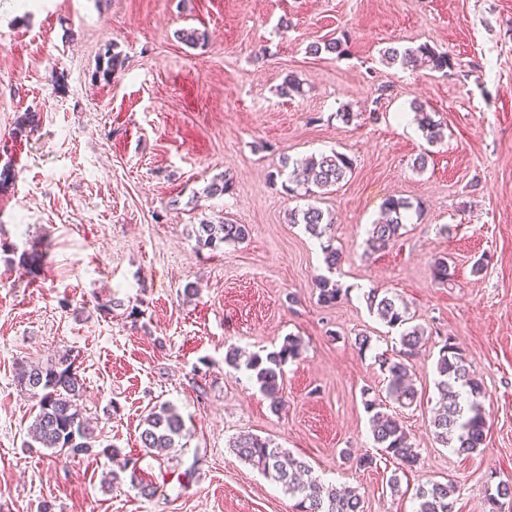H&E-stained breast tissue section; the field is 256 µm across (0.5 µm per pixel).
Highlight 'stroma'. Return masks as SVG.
Listing matches in <instances>:
<instances>
[{
	"label": "stroma",
	"mask_w": 512,
	"mask_h": 512,
	"mask_svg": "<svg viewBox=\"0 0 512 512\" xmlns=\"http://www.w3.org/2000/svg\"><path fill=\"white\" fill-rule=\"evenodd\" d=\"M190 27L205 46L176 38ZM341 35L344 56L309 53ZM425 42L448 53L447 74L381 59ZM109 47L125 65L104 81L95 72ZM289 74L303 91L284 97ZM415 101L442 122L441 143L426 142ZM334 150L356 167L317 200L342 256L344 294L325 306L314 285L324 240L290 223L298 201L276 176L283 161ZM221 176L231 191L203 197ZM390 196L419 210L393 245L368 252ZM218 215L248 238L199 248L194 224ZM35 250L46 254L37 275L19 262ZM442 256L454 262L447 285L430 276ZM372 288L428 330L407 360L409 407L389 398L376 360L400 344L369 313ZM361 333L372 338L363 353ZM290 335L303 353L284 368L275 411L224 355L269 352ZM449 339L484 384L489 431L472 455L442 447L429 426ZM66 349L84 415L119 455L27 447L35 400L17 369ZM368 395L401 419L414 470L357 467L376 452ZM164 403L185 422L183 446L143 451V420ZM248 432L356 490L365 512H412L430 481L456 485L455 512H488V493L512 477V0H0V512L45 501L52 512H296L230 450ZM129 457L153 495L113 483Z\"/></svg>",
	"instance_id": "obj_1"
}]
</instances>
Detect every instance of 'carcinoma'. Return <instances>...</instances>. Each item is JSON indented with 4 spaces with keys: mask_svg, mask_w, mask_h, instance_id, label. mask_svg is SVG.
Masks as SVG:
<instances>
[{
    "mask_svg": "<svg viewBox=\"0 0 512 512\" xmlns=\"http://www.w3.org/2000/svg\"><path fill=\"white\" fill-rule=\"evenodd\" d=\"M180 42L189 47L205 44L206 34L195 29H181L177 32ZM347 41L331 38L323 43L309 46V52L317 55L323 51L338 57L346 53ZM383 60L388 65L400 64L404 68L426 69L431 72L446 73L452 68V60L445 52H440L427 43L402 50L388 48ZM124 60L120 54L106 49L98 60L97 73L109 81L112 74L122 68ZM416 120L427 142L431 145L443 141L445 134L441 123L425 111L422 104L412 105ZM354 160L344 153L334 152L319 156L312 155L301 165L293 167L283 189L291 197L308 200L306 207L294 209L290 223L302 224L313 236L320 238L326 234L334 217L311 203L323 191L340 184L352 172ZM232 189V181L226 177L212 180L204 189L207 197L225 195ZM412 203L390 196L382 204L383 216L372 225L367 245L374 251L383 250L393 244L401 235L408 219ZM198 246L217 250L224 244L243 242L249 234L248 227L227 217L204 218L194 227ZM433 280L444 284L451 280V265L448 258L438 257L430 266ZM320 303L326 306L336 304L342 297V288L330 278L321 276L315 281ZM370 311L384 324L399 328L402 358L378 356L380 368L388 373V391L400 406H410L417 397V391L409 383V368L405 359L417 354L423 346L426 329L412 323L408 310L398 303V299L376 288L365 294ZM302 343L299 337L289 336L282 345L264 355L244 354L239 348L227 350L224 363L236 370H243L255 383L259 391L270 401V407L279 410L283 404V371L288 362L301 358ZM76 355L66 350L46 365L29 364L18 374L21 387L32 392L37 399L38 411L29 428L30 441L27 446H40L65 452L69 458H79L98 452L111 457L116 449L107 445L96 450L98 443L95 428L84 417L80 400L84 383L74 368ZM439 380L437 390L440 406L431 422V432L435 440L445 448L459 454H475L485 445L487 421L479 398L483 394V384L472 371L461 350L451 341L439 352L437 360ZM369 414L371 433L382 456L391 459L404 469H413L419 464V455L409 442L402 421L381 410L375 399L363 401ZM184 421L181 415L169 405L151 408L143 420L139 439L144 450L175 449L182 447ZM239 459L257 469L263 476L280 484L284 490L297 499L296 512H364V502L355 490L326 485L312 476L311 467L267 439L251 433L237 436L230 444ZM457 486L452 482H428L417 487L414 512H454ZM512 499V480L499 481L495 492L489 494L490 512H500L501 501Z\"/></svg>",
    "mask_w": 512,
    "mask_h": 512,
    "instance_id": "carcinoma-1",
    "label": "carcinoma"
}]
</instances>
